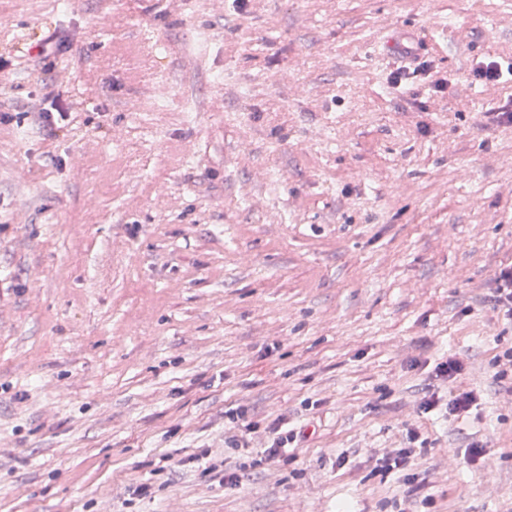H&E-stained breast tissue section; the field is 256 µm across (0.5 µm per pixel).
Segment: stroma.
Instances as JSON below:
<instances>
[{
	"mask_svg": "<svg viewBox=\"0 0 512 512\" xmlns=\"http://www.w3.org/2000/svg\"><path fill=\"white\" fill-rule=\"evenodd\" d=\"M403 29L430 72L396 86ZM55 33L78 117L50 137L18 56ZM485 59L512 64V0H0V512H421L371 474L411 425L440 512H512ZM446 353L478 416L417 414ZM232 411L305 435L227 485L199 458L256 457ZM510 373V386L503 384ZM490 378L495 384L503 388L512 397V347L506 349L502 355L494 357L491 363ZM467 462L471 465L484 466L490 461L497 451L487 441L472 439L465 451Z\"/></svg>",
	"mask_w": 512,
	"mask_h": 512,
	"instance_id": "obj_1",
	"label": "stroma"
}]
</instances>
